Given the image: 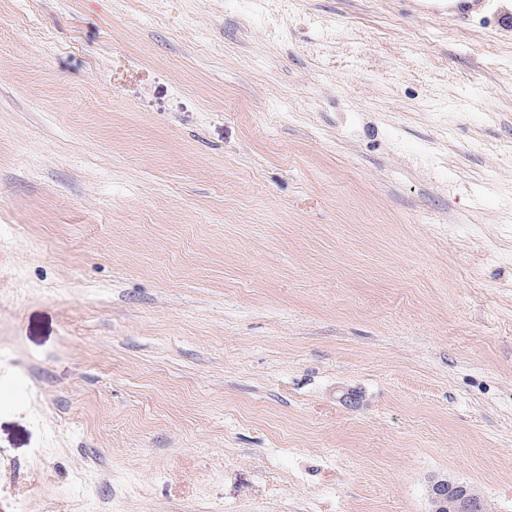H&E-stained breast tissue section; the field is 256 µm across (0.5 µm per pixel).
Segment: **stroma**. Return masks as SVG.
<instances>
[{"mask_svg":"<svg viewBox=\"0 0 512 512\" xmlns=\"http://www.w3.org/2000/svg\"><path fill=\"white\" fill-rule=\"evenodd\" d=\"M0 0V512H512V0ZM492 0H408L414 14L447 15L454 25L465 27L483 16ZM431 512H484L482 498L469 488L448 479L435 481L428 490Z\"/></svg>","mask_w":512,"mask_h":512,"instance_id":"1","label":"stroma"}]
</instances>
